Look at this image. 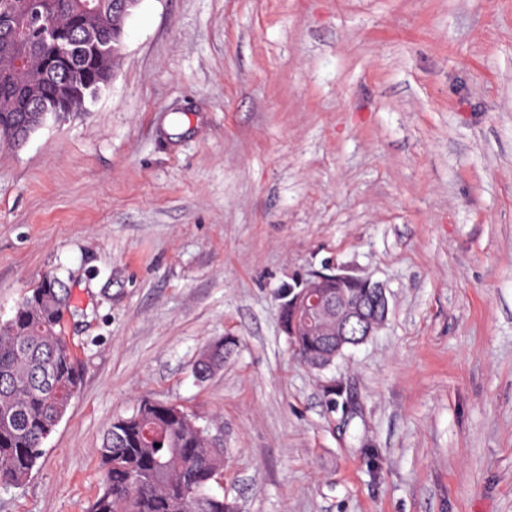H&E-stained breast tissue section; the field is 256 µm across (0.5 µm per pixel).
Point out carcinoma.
I'll return each mask as SVG.
<instances>
[{
  "mask_svg": "<svg viewBox=\"0 0 512 512\" xmlns=\"http://www.w3.org/2000/svg\"><path fill=\"white\" fill-rule=\"evenodd\" d=\"M15 24L0 29V144L19 147L17 118L25 98L48 110L82 112L110 81L121 54L71 62L62 85L56 50L39 42L27 25L29 0H14ZM46 15L72 39L124 40L125 22L112 29L113 0H43ZM33 48L27 69H13L20 51ZM70 293L54 276L29 291L14 316L0 322V487L30 478L42 445L64 418L83 384L81 366L61 322ZM308 368L323 364L326 341L302 333L291 337ZM229 338L207 346L194 368L199 381L224 365L236 350ZM197 417L183 406L144 398L133 412L113 421L102 439L103 483L88 512H234L211 491L224 471V454L210 448Z\"/></svg>",
  "mask_w": 512,
  "mask_h": 512,
  "instance_id": "cac0c4a2",
  "label": "carcinoma"
}]
</instances>
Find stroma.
<instances>
[{"mask_svg": "<svg viewBox=\"0 0 512 512\" xmlns=\"http://www.w3.org/2000/svg\"><path fill=\"white\" fill-rule=\"evenodd\" d=\"M124 30L86 111L0 148V322L57 275L84 375L0 512H87L143 398L221 434L235 512H512V0H139ZM328 262L390 312L318 373L280 306ZM237 343L234 339L228 338L227 341H218L207 346L200 354L194 368L196 378L203 382L212 375L214 370L220 369L224 365V360L230 357L236 350Z\"/></svg>", "mask_w": 512, "mask_h": 512, "instance_id": "1", "label": "stroma"}]
</instances>
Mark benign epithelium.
Returning a JSON list of instances; mask_svg holds the SVG:
<instances>
[{
    "instance_id": "benign-epithelium-1",
    "label": "benign epithelium",
    "mask_w": 512,
    "mask_h": 512,
    "mask_svg": "<svg viewBox=\"0 0 512 512\" xmlns=\"http://www.w3.org/2000/svg\"><path fill=\"white\" fill-rule=\"evenodd\" d=\"M43 38L61 45V54L78 52L73 43L60 39V33L46 21L42 25ZM355 284L367 289L356 297L341 287ZM291 318L282 322L289 336L298 334L300 327L319 336L335 337L330 355L341 352L346 345H360L373 336L386 322L390 308L386 289L368 278L352 275L343 266L331 267V272L311 271L298 280L294 294L288 297Z\"/></svg>"
}]
</instances>
